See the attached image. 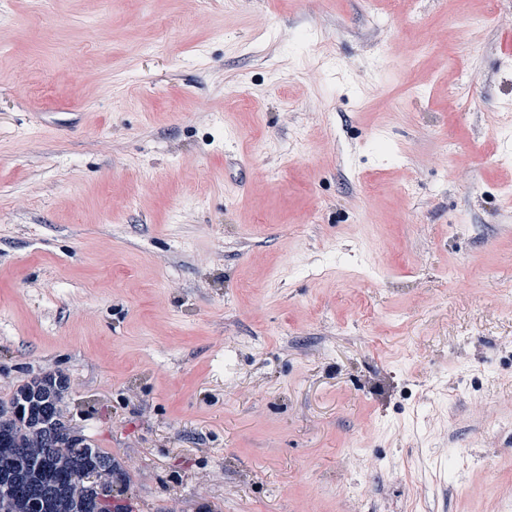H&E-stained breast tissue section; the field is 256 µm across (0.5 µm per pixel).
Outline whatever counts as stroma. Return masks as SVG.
Returning <instances> with one entry per match:
<instances>
[{
    "instance_id": "1",
    "label": "stroma",
    "mask_w": 512,
    "mask_h": 512,
    "mask_svg": "<svg viewBox=\"0 0 512 512\" xmlns=\"http://www.w3.org/2000/svg\"><path fill=\"white\" fill-rule=\"evenodd\" d=\"M509 187L512 0H0V398L132 512H512Z\"/></svg>"
}]
</instances>
